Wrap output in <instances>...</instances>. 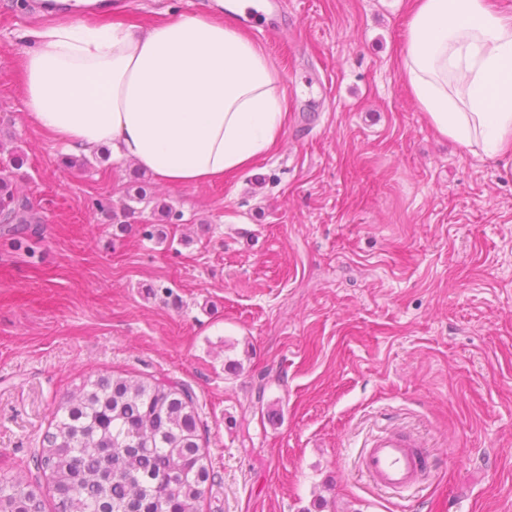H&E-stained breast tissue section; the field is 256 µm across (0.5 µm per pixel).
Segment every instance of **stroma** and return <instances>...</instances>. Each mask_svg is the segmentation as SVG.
I'll return each instance as SVG.
<instances>
[{"label":"stroma","instance_id":"obj_1","mask_svg":"<svg viewBox=\"0 0 512 512\" xmlns=\"http://www.w3.org/2000/svg\"><path fill=\"white\" fill-rule=\"evenodd\" d=\"M233 21L288 89L279 145L227 182L125 217L134 171L82 170L26 118L0 0V140L43 231L0 238V475L26 470L68 389L122 374L188 387L214 473L200 512H512V154L440 138L397 65L409 0H263ZM150 25L212 0H112ZM381 428L420 436L410 496L360 473Z\"/></svg>","mask_w":512,"mask_h":512}]
</instances>
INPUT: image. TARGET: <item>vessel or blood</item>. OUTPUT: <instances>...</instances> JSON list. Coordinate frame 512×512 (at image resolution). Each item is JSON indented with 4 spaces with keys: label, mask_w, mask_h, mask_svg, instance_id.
Listing matches in <instances>:
<instances>
[{
    "label": "vessel or blood",
    "mask_w": 512,
    "mask_h": 512,
    "mask_svg": "<svg viewBox=\"0 0 512 512\" xmlns=\"http://www.w3.org/2000/svg\"><path fill=\"white\" fill-rule=\"evenodd\" d=\"M430 467L418 436L384 430L367 444L359 470L378 489L404 492L420 485Z\"/></svg>",
    "instance_id": "vessel-or-blood-1"
}]
</instances>
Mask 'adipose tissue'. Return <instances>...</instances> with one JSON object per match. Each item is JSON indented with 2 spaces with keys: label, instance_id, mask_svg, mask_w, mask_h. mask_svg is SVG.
Returning a JSON list of instances; mask_svg holds the SVG:
<instances>
[{
  "label": "adipose tissue",
  "instance_id": "adipose-tissue-1",
  "mask_svg": "<svg viewBox=\"0 0 512 512\" xmlns=\"http://www.w3.org/2000/svg\"><path fill=\"white\" fill-rule=\"evenodd\" d=\"M72 12L24 30L28 120L69 152L110 147L167 186L226 181L279 143L288 94L266 51L208 11L140 28ZM441 137L512 153V11L491 0H411L397 57Z\"/></svg>",
  "mask_w": 512,
  "mask_h": 512
}]
</instances>
